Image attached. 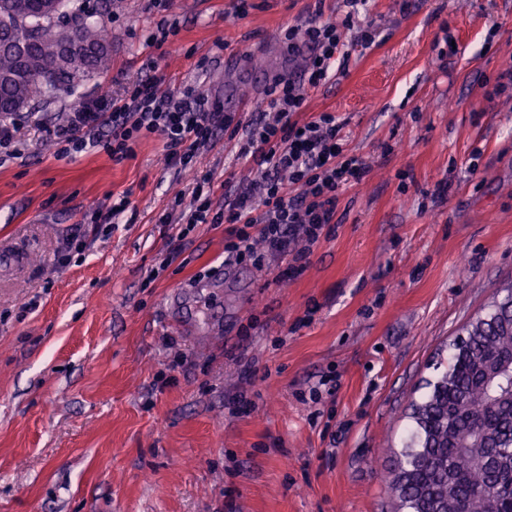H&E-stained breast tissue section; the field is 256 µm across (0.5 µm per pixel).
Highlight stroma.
Returning <instances> with one entry per match:
<instances>
[{"label":"stroma","instance_id":"obj_1","mask_svg":"<svg viewBox=\"0 0 512 512\" xmlns=\"http://www.w3.org/2000/svg\"><path fill=\"white\" fill-rule=\"evenodd\" d=\"M80 2L112 33L110 64L17 113L24 156L0 163V512H395L412 402L512 282V0L353 16L343 0ZM317 15L375 32L306 106L335 115L368 172L300 270L225 264V225L159 223L194 179L160 137L117 162L44 134L156 67L213 109L237 90L249 121L267 90L251 73L300 79L284 33ZM238 148L221 131L197 157L231 196L256 176ZM123 196L59 265L76 225ZM175 298L200 310L181 330ZM128 204L127 198L123 196L113 201L112 206L107 208L105 212L100 208L95 210L92 216V224H94L93 226L97 232L111 229L112 217L114 218L116 215L124 212Z\"/></svg>","mask_w":512,"mask_h":512}]
</instances>
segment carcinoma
<instances>
[{
  "label": "carcinoma",
  "mask_w": 512,
  "mask_h": 512,
  "mask_svg": "<svg viewBox=\"0 0 512 512\" xmlns=\"http://www.w3.org/2000/svg\"><path fill=\"white\" fill-rule=\"evenodd\" d=\"M44 2L0 0V113L71 91L111 59L102 21L75 0ZM66 35L83 43L68 66L58 53ZM428 388L387 481L399 512H512V284L453 343Z\"/></svg>",
  "instance_id": "obj_1"
}]
</instances>
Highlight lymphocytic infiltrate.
<instances>
[{"label": "lymphocytic infiltrate", "mask_w": 512, "mask_h": 512, "mask_svg": "<svg viewBox=\"0 0 512 512\" xmlns=\"http://www.w3.org/2000/svg\"><path fill=\"white\" fill-rule=\"evenodd\" d=\"M289 49L305 45L308 66L301 80L280 78L267 89L265 109L256 118L241 122L232 113L209 110L203 98L187 90L175 95L164 91L165 75L133 82L114 98L111 110L101 104L70 109L63 124L48 134L61 153L77 154L99 147L113 160L127 158L133 143L155 135L164 139L167 166L191 168L199 146L209 143L216 131L238 136V158L259 171L246 191L214 211V182L211 174L197 177L191 201L175 196L163 223L178 222L232 225L224 245L229 261H252L262 266L254 239H261L266 252L287 249L292 236L315 243L323 227L333 223L339 191L360 182L366 167L362 159L347 153L341 127L334 115L322 112L302 118L310 92L330 77L337 57L343 54L344 32L335 23L310 19L304 29L285 32Z\"/></svg>", "instance_id": "obj_1"}]
</instances>
